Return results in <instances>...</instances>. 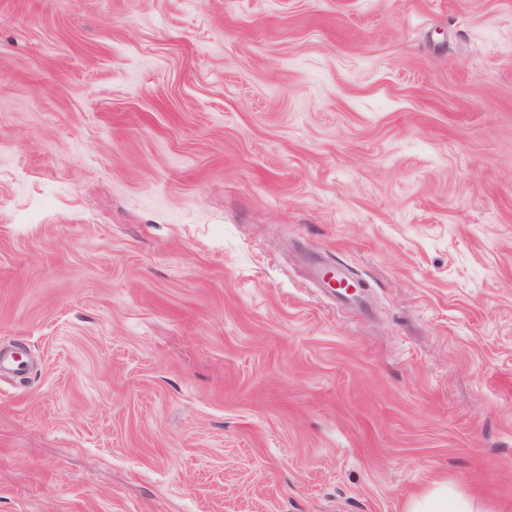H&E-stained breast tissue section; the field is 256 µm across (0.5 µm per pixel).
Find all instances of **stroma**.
<instances>
[{
	"mask_svg": "<svg viewBox=\"0 0 512 512\" xmlns=\"http://www.w3.org/2000/svg\"><path fill=\"white\" fill-rule=\"evenodd\" d=\"M17 345L0 512H512V0H0ZM409 512H471L465 497L448 483L416 499Z\"/></svg>",
	"mask_w": 512,
	"mask_h": 512,
	"instance_id": "stroma-1",
	"label": "stroma"
}]
</instances>
